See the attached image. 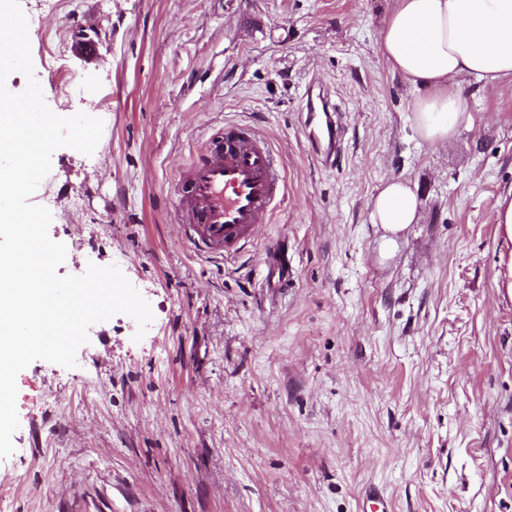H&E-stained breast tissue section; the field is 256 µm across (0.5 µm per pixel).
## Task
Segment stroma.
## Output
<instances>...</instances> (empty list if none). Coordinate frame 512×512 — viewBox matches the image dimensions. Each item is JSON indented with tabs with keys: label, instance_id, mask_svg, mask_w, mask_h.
<instances>
[{
	"label": "stroma",
	"instance_id": "1",
	"mask_svg": "<svg viewBox=\"0 0 512 512\" xmlns=\"http://www.w3.org/2000/svg\"><path fill=\"white\" fill-rule=\"evenodd\" d=\"M20 6L46 104L104 123L32 197L66 246L57 272L118 265L154 319L139 339L115 315L75 368L18 374L0 512H362L372 489L388 512H512V301L494 287L512 83H465L471 125L426 141L378 51L389 0ZM53 40L73 83L45 61ZM312 83L342 128L331 167L302 133ZM230 121L269 143L286 191L259 240L213 258L169 211ZM397 178L418 219L386 248L371 202ZM280 240L284 294L262 264Z\"/></svg>",
	"mask_w": 512,
	"mask_h": 512
}]
</instances>
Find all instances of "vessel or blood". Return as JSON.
<instances>
[{
    "mask_svg": "<svg viewBox=\"0 0 512 512\" xmlns=\"http://www.w3.org/2000/svg\"><path fill=\"white\" fill-rule=\"evenodd\" d=\"M302 129L312 151L335 162L341 151L336 106L322 92L308 91ZM280 183L273 155L250 126L225 124L174 189L175 223L199 252L230 255L253 241L269 223ZM280 287L293 279L285 249L267 247L264 258Z\"/></svg>",
    "mask_w": 512,
    "mask_h": 512,
    "instance_id": "b4317fda",
    "label": "vessel or blood"
}]
</instances>
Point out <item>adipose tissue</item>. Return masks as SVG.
Listing matches in <instances>:
<instances>
[{
  "instance_id": "adipose-tissue-1",
  "label": "adipose tissue",
  "mask_w": 512,
  "mask_h": 512,
  "mask_svg": "<svg viewBox=\"0 0 512 512\" xmlns=\"http://www.w3.org/2000/svg\"><path fill=\"white\" fill-rule=\"evenodd\" d=\"M379 53L392 72L419 91L412 122L420 138L454 135L471 121L460 85L512 81V0H392ZM418 202L400 179L373 198V223L396 233L415 223ZM497 232L509 249L499 256L495 286L512 299V192L498 199Z\"/></svg>"
}]
</instances>
